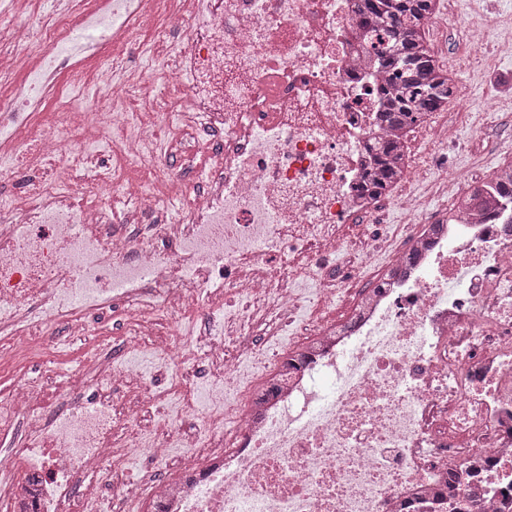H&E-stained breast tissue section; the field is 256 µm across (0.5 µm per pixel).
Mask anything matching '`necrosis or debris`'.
Returning <instances> with one entry per match:
<instances>
[{
    "mask_svg": "<svg viewBox=\"0 0 512 512\" xmlns=\"http://www.w3.org/2000/svg\"><path fill=\"white\" fill-rule=\"evenodd\" d=\"M191 2L72 0L46 38L23 16L5 29L21 55L0 69V157L22 178L0 202V366L95 320L131 353L152 338L171 379L90 343L93 375L53 419L43 377L16 380L0 512H512V205L457 212L489 178L450 169L430 120L428 156L373 193L386 76L365 0ZM81 26L103 42L74 47ZM86 87L110 111L73 110ZM419 180L452 198L428 207ZM390 209L406 221L380 223ZM200 301L197 347L178 316ZM187 368L204 409L178 393Z\"/></svg>",
    "mask_w": 512,
    "mask_h": 512,
    "instance_id": "necrosis-or-debris-1",
    "label": "necrosis or debris"
}]
</instances>
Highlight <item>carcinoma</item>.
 Instances as JSON below:
<instances>
[{"label": "carcinoma", "mask_w": 512, "mask_h": 512, "mask_svg": "<svg viewBox=\"0 0 512 512\" xmlns=\"http://www.w3.org/2000/svg\"><path fill=\"white\" fill-rule=\"evenodd\" d=\"M372 21L386 32L382 67L391 71L383 120L403 132L440 110L453 96L452 74L435 57L426 39L424 21L436 11V0H366ZM405 154L400 139L378 148L374 187L383 188L401 177ZM505 201H512V167L497 170L491 181Z\"/></svg>", "instance_id": "obj_1"}]
</instances>
